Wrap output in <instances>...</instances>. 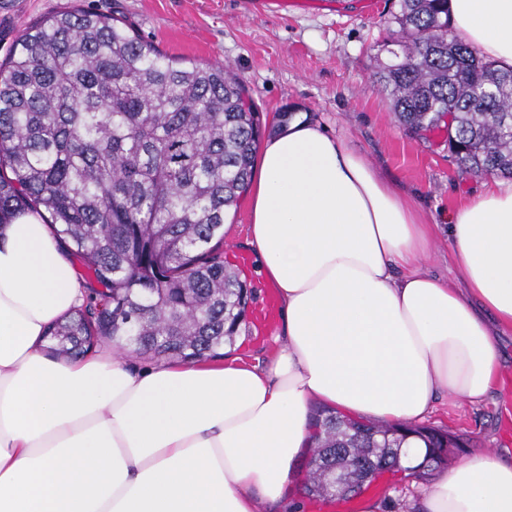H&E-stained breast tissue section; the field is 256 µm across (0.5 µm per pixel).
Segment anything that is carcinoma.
Wrapping results in <instances>:
<instances>
[{
    "instance_id": "carcinoma-1",
    "label": "carcinoma",
    "mask_w": 512,
    "mask_h": 512,
    "mask_svg": "<svg viewBox=\"0 0 512 512\" xmlns=\"http://www.w3.org/2000/svg\"><path fill=\"white\" fill-rule=\"evenodd\" d=\"M375 83L416 133L445 129L458 172L512 177V71L460 43L448 0H398ZM260 113L222 64L183 66L120 17L70 0L29 26L0 63V224L37 211L86 270V303L50 331L54 349L101 342L190 362L237 335L247 289L224 264V218L245 190ZM307 494L345 498L399 468L424 469L452 439L425 426L314 415Z\"/></svg>"
}]
</instances>
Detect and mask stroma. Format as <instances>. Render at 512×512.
Here are the masks:
<instances>
[{"label":"stroma","instance_id":"1","mask_svg":"<svg viewBox=\"0 0 512 512\" xmlns=\"http://www.w3.org/2000/svg\"><path fill=\"white\" fill-rule=\"evenodd\" d=\"M65 0H14L0 9V61L28 23L51 16ZM85 9L123 17L168 55L199 63H222L244 82L257 104L264 135L280 126L286 110L344 138L400 190L413 195L434 223L425 261L433 274L450 277L455 265L448 245L449 209L481 193L484 175L458 172L445 131L407 133L387 92L374 83L387 20L397 0H298L253 12L243 0H81ZM499 383L482 402L470 404L440 395L424 426L464 438L448 451L455 463L482 450L512 458V333L499 338ZM426 481L383 473L360 497L378 512H416ZM359 497V498H360Z\"/></svg>","mask_w":512,"mask_h":512}]
</instances>
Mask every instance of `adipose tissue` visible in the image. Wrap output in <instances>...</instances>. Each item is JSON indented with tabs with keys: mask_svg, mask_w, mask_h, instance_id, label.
<instances>
[{
	"mask_svg": "<svg viewBox=\"0 0 512 512\" xmlns=\"http://www.w3.org/2000/svg\"><path fill=\"white\" fill-rule=\"evenodd\" d=\"M457 38L512 70V0H449ZM243 245L282 301L283 342L134 370L47 349L82 302L64 245L32 212L0 225V512H286L316 409L423 418L439 393L494 388L512 329V185L448 214L454 280L424 266L431 226L362 154L295 121L246 187ZM421 512H512V461L436 470Z\"/></svg>",
	"mask_w": 512,
	"mask_h": 512,
	"instance_id": "adipose-tissue-1",
	"label": "adipose tissue"
}]
</instances>
